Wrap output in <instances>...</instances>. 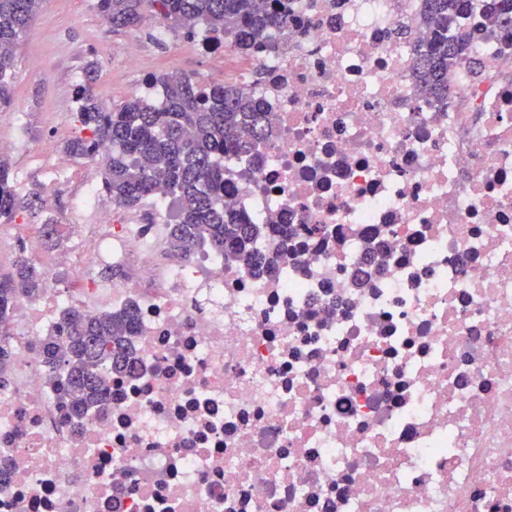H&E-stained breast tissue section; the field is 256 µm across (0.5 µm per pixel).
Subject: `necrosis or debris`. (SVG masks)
<instances>
[{
  "mask_svg": "<svg viewBox=\"0 0 512 512\" xmlns=\"http://www.w3.org/2000/svg\"><path fill=\"white\" fill-rule=\"evenodd\" d=\"M287 3L222 52L275 119L223 159L263 270L169 252V196L142 224L90 178L71 249L25 229L0 512H512V41L431 102L419 0ZM72 307L136 312L135 371L78 419L40 353Z\"/></svg>",
  "mask_w": 512,
  "mask_h": 512,
  "instance_id": "1",
  "label": "necrosis or debris"
}]
</instances>
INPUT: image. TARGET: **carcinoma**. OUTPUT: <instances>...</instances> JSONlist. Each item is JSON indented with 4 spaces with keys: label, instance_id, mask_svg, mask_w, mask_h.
Returning <instances> with one entry per match:
<instances>
[{
    "label": "carcinoma",
    "instance_id": "obj_1",
    "mask_svg": "<svg viewBox=\"0 0 512 512\" xmlns=\"http://www.w3.org/2000/svg\"><path fill=\"white\" fill-rule=\"evenodd\" d=\"M474 0H421L420 20L429 36L417 52L419 88L436 98H448L452 72L474 61L470 37L448 34L472 11ZM482 28L488 34L512 37V0H479ZM42 0H0V110L12 103L11 82L15 48ZM99 12L114 30L140 28L161 18L173 30L210 41L247 44L282 22V0H98ZM96 59L86 62L77 88V121L82 134L66 145V153L85 158L103 143L112 152L100 161L101 189L112 203L127 210L140 208L158 192L179 202L177 222L169 225L168 242L175 252L190 255L208 250L258 270L266 257L255 243L265 227L248 224L224 210V165L220 157L249 151L263 137L272 119L256 99L233 85H201L187 76L158 79L162 100L157 104L133 97L108 108L95 96ZM32 203L19 197L12 164L0 153V224H13ZM41 273L32 260L21 257L0 268V382L11 354L9 325L14 304L34 297ZM67 339L49 337L41 345L45 363L64 371L63 385L71 410L85 413L106 393L102 372H131L136 368L128 337L135 327L134 311L105 312L87 317L76 307L63 315Z\"/></svg>",
    "mask_w": 512,
    "mask_h": 512
}]
</instances>
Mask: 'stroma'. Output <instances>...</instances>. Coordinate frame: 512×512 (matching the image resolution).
Segmentation results:
<instances>
[{
    "instance_id": "35a3bbf8",
    "label": "stroma",
    "mask_w": 512,
    "mask_h": 512,
    "mask_svg": "<svg viewBox=\"0 0 512 512\" xmlns=\"http://www.w3.org/2000/svg\"><path fill=\"white\" fill-rule=\"evenodd\" d=\"M133 39L140 41L144 53L153 60V74L183 73L205 82L219 78L220 62L200 56L183 35L160 42L148 26L112 29L95 0H44L16 49L14 114L0 120V139L19 141V148L10 155L18 189L25 195L38 187L43 195L51 196L56 223H71L72 200L82 181L100 176L98 168L87 167L77 159L72 181L53 186L45 170L47 155H63L65 142L81 132L73 91L84 63L91 57L99 61L94 92L107 106L141 95L152 73L128 63L125 46Z\"/></svg>"
}]
</instances>
